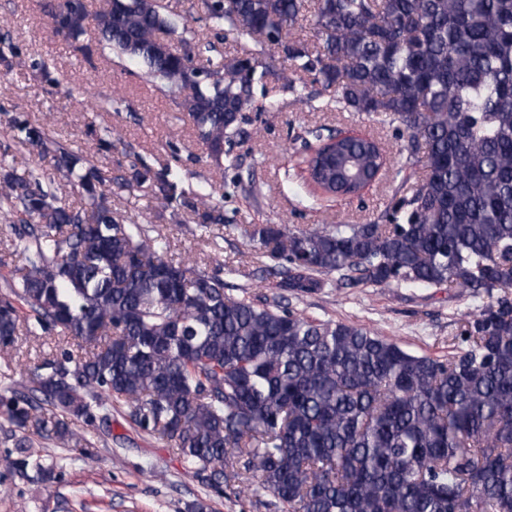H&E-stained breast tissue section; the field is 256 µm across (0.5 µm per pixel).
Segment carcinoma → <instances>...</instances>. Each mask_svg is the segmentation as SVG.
<instances>
[{
    "instance_id": "obj_1",
    "label": "carcinoma",
    "mask_w": 512,
    "mask_h": 512,
    "mask_svg": "<svg viewBox=\"0 0 512 512\" xmlns=\"http://www.w3.org/2000/svg\"><path fill=\"white\" fill-rule=\"evenodd\" d=\"M212 26L270 36L296 89L336 88V109L408 132L418 180L383 223L244 230L279 267L278 288L321 292L337 273L353 284L459 288L477 302L445 359L416 354L365 328L306 317L278 302L233 296L224 279L164 256L136 218L112 210V184L148 185L161 206H188L200 227L224 223L203 187L187 200L178 169L112 181L49 125L6 120L13 142L42 158L81 199L69 205L36 170L0 169V207L17 224L0 265V353L21 333L73 346L46 357L25 392L0 394L21 432L5 466L52 479L24 450L27 432L95 457L72 421L110 432L112 401L141 431L166 440L212 489L254 471L288 512H512V0H207ZM63 40L93 28L97 46L133 61L179 95L216 166L232 155L262 57L198 68L182 45L194 32L170 0H45ZM309 18L310 55L292 30ZM389 167L370 138L325 144L297 188L355 192Z\"/></svg>"
}]
</instances>
